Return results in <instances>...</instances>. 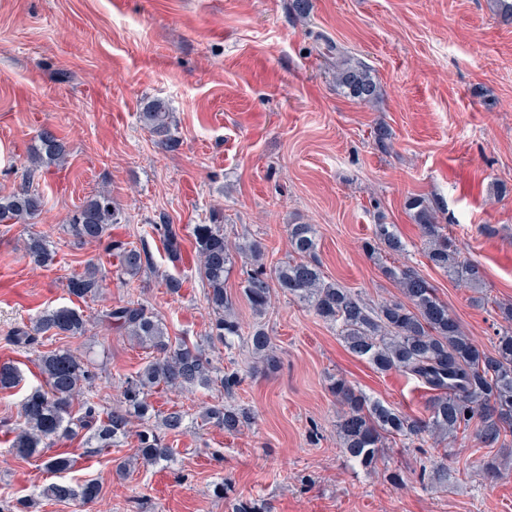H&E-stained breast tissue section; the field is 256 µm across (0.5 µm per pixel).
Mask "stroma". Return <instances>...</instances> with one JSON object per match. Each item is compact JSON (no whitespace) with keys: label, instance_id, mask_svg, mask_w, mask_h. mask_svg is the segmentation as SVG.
I'll list each match as a JSON object with an SVG mask.
<instances>
[{"label":"stroma","instance_id":"obj_1","mask_svg":"<svg viewBox=\"0 0 512 512\" xmlns=\"http://www.w3.org/2000/svg\"><path fill=\"white\" fill-rule=\"evenodd\" d=\"M291 0H0V196L18 191L51 129L67 142L64 163L39 169L35 224H0V361L20 384L0 390V512H228L221 490L263 499L273 512H512V436L483 447L474 432L447 450L386 443L377 473L341 450L337 409L328 390L340 375L368 397L423 417L433 396L399 372L377 371L353 355L334 326L275 293L263 316L243 295L242 256L224 287L242 327L264 325L279 365L254 370L247 346L208 352L218 368L235 364L243 382L232 401L253 418L234 434L203 422L224 403L220 387L159 390L156 410H188L181 433L167 435L170 460L118 463L134 456L136 437L88 453L84 435L55 441L76 464L63 480L98 484L90 503L42 496L55 482L40 458L11 449L20 404L42 384L39 354L67 348L96 367L86 397L107 410L118 385L149 359L103 321L129 300L159 314L170 337L205 343L213 313L197 271L193 227L220 224L231 244L260 242L267 270L287 259L288 227L317 229V259L327 279L372 307L399 299L386 268L417 271L465 332L491 348L512 303V23L499 0H312L296 18ZM337 45L364 63L379 96L363 104L336 85ZM164 101L180 145H161L140 118ZM392 138L376 144L371 130ZM107 190L121 222L112 238L147 245L152 263L132 280L117 270L109 242L77 241L76 208ZM420 196L435 210L462 257L478 262L485 284L470 288L433 268L408 208ZM178 225L180 262L152 230L159 215ZM394 225L405 249L369 253L375 225ZM48 236L55 261L24 258L30 232ZM103 273L96 296L67 292L88 264ZM179 279L170 292L165 281ZM77 307L85 335H38L21 347L10 336L44 310ZM503 476L486 478L484 461Z\"/></svg>","mask_w":512,"mask_h":512}]
</instances>
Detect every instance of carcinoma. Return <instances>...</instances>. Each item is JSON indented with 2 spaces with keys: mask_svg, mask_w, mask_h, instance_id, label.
<instances>
[{
  "mask_svg": "<svg viewBox=\"0 0 512 512\" xmlns=\"http://www.w3.org/2000/svg\"><path fill=\"white\" fill-rule=\"evenodd\" d=\"M336 85L349 97L370 103L379 95V85L370 69L336 51ZM144 124L168 149L178 140L171 134L170 112L165 102L155 100L142 113ZM67 156L65 143L52 131L41 134L40 146L26 171L25 186L18 192L0 197V224L27 223L41 212V198L32 191V183L42 164L63 161ZM414 221L419 224L426 241L429 263L442 270L448 278L477 286L483 281L479 264L460 257L453 239L444 225L436 221L434 211L422 198L408 203ZM120 223L112 198L107 191L98 192L76 210L69 220L71 232L83 241H100L108 226ZM168 257L181 258L182 237L167 219L152 225ZM317 231L312 224L288 226L293 256L267 276L261 244L245 242L236 247L250 261L242 268L243 293L253 311L260 315L269 306L274 288H280L294 300L308 306L326 323L339 329L348 350L367 360L377 370L402 371L427 384L435 391L425 418L411 417L380 401L372 400L355 390L343 378H333L330 391L341 407L337 435L341 447L354 461L372 472L382 460L385 439L399 435L423 445L432 439L438 445L457 437L459 431L474 427L475 435L485 448H493L501 438L512 434V305L499 306L505 329L497 335L494 349L487 351L461 328L448 312V306L435 294V288L422 276L408 268H389L390 275L400 286L404 300L385 301L376 308L367 305L361 296L349 288L325 280L316 259ZM194 238L199 254V275L208 286L207 300L214 322L210 341H218L227 350L238 340H244L256 362L272 366L276 363L270 336L262 327L243 337L241 325L233 311L224 282L232 267V253L221 224H197ZM397 253L403 244L392 224H377L375 244ZM117 257L119 271L133 279L151 257L146 247L128 246L120 240L110 243ZM24 255L39 265L53 259L49 242L40 234L30 235L23 243ZM102 279L91 265L82 275L68 280V293L78 299L95 296ZM104 320L112 328L125 333L138 345L151 351L150 360L126 379L121 390V405L101 418L103 411L85 397V389L95 380L89 364L71 351L55 349L40 356V372L45 387L31 391L22 401L20 415L23 426L12 448L20 456L43 455L46 471L60 474L73 467V460L63 453L44 454V449L65 434L80 430L89 432L99 448H109L130 432L133 422L150 419L148 396L157 388L176 389L220 384L231 397L242 383L235 368L217 369L205 349L183 340L172 339L161 317L139 302H128L106 311ZM87 320L73 307L62 306L45 311L29 329H17L14 336L29 344L36 335L54 332L58 336H81ZM17 368L0 364V389L15 386ZM78 414H73V407ZM188 412L173 409L161 419L165 433L152 428L137 433L138 448L134 455L149 465L166 461L171 448L165 442L168 434L183 430ZM206 418L226 432H236L251 420L246 408L214 405L206 409ZM99 488L91 481L83 484L57 482L48 485L42 494L56 501L89 503ZM232 512H270L267 503L257 499L238 498L231 503Z\"/></svg>",
  "mask_w": 512,
  "mask_h": 512,
  "instance_id": "1",
  "label": "carcinoma"
}]
</instances>
